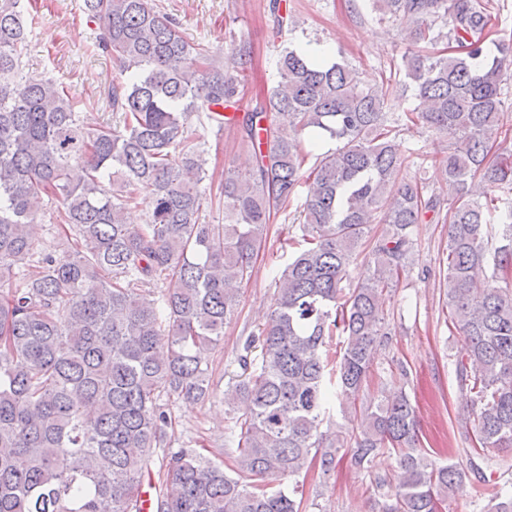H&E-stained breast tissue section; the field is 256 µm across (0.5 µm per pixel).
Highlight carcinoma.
Returning <instances> with one entry per match:
<instances>
[{
    "label": "carcinoma",
    "mask_w": 512,
    "mask_h": 512,
    "mask_svg": "<svg viewBox=\"0 0 512 512\" xmlns=\"http://www.w3.org/2000/svg\"><path fill=\"white\" fill-rule=\"evenodd\" d=\"M365 2L432 50L408 49L367 86L344 58L286 49L277 85L245 108L246 40L229 71L155 0H83L96 49L124 75L102 98L112 123L90 127L53 79L25 73L38 21L25 0H0V512H139L154 475L156 512H303L300 475L328 474L342 448L372 477L378 512H437L469 473L485 512H512L495 469L496 452L512 448V134L501 123L512 37L487 52L492 0ZM267 9L276 36L294 24L282 0ZM410 89L417 104L401 118L393 102ZM229 108L243 111L232 128L253 164L217 179L187 123L194 113L220 130ZM402 124L436 135L437 184L403 174L415 150ZM312 132L336 148L306 174ZM302 187L274 303L243 343L245 378L224 392L230 410L244 406L226 471L200 448L166 447L173 420L161 401L213 395L208 354L240 306L231 285L250 281L271 217L288 214ZM213 190L222 224L202 221ZM143 191L147 219L128 224ZM46 197L74 236L58 257L38 251ZM416 224L448 225L440 273L468 397L464 467L420 447L405 392L360 401L391 335L383 296L409 272ZM336 394L351 427L328 434ZM385 451L398 458L392 479L370 470Z\"/></svg>",
    "instance_id": "cac0c4a2"
}]
</instances>
